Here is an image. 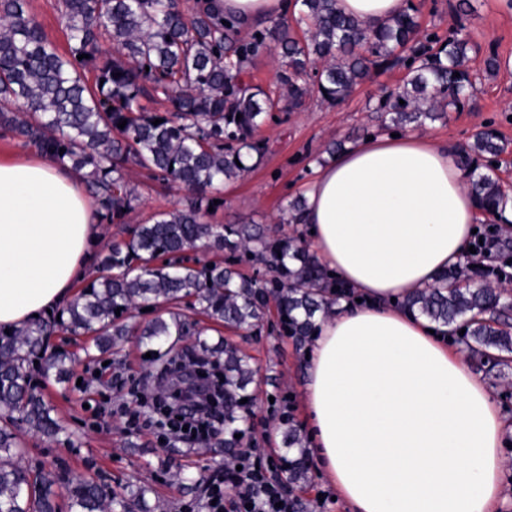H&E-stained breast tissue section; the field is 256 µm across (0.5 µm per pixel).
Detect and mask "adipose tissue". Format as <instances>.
<instances>
[{
	"mask_svg": "<svg viewBox=\"0 0 512 512\" xmlns=\"http://www.w3.org/2000/svg\"><path fill=\"white\" fill-rule=\"evenodd\" d=\"M243 23L289 0H220ZM300 241L352 291L304 362L310 439L352 512H495L508 416L487 380L426 318L398 305L463 263L488 214L445 141L360 140L317 169ZM103 227L80 173L38 153L0 160V326L19 328L94 277Z\"/></svg>",
	"mask_w": 512,
	"mask_h": 512,
	"instance_id": "ef3b65f1",
	"label": "adipose tissue"
}]
</instances>
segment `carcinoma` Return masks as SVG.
<instances>
[{
  "label": "carcinoma",
  "instance_id": "carcinoma-1",
  "mask_svg": "<svg viewBox=\"0 0 512 512\" xmlns=\"http://www.w3.org/2000/svg\"><path fill=\"white\" fill-rule=\"evenodd\" d=\"M336 2L300 0L298 12L244 35L240 21L224 17L211 0H194L188 9L180 0H61L68 41L61 52L29 0H0V134L82 173L103 224L127 223L140 201L132 171L177 187L189 200L98 252L100 275L58 315L8 334L0 329V512H132L133 505L146 506L149 487L136 481L117 492L93 477L22 464L28 453L22 431L49 439L64 431L53 407L27 382L35 364L48 379L68 378L74 359L46 348L53 330L94 335L97 353L88 358L96 360L129 334L126 320L141 304L156 309L188 302L199 314L254 330L273 307L279 334L303 345L331 307L348 298L342 283L295 238L274 236L258 224L219 229L203 222L214 193L263 161L267 146L257 134L274 113L299 112L313 97L338 107L358 85L395 67L405 70V79L381 88L372 107L377 129L401 132L475 107L474 45L462 30L444 40L423 35L412 6L367 25ZM103 38L112 41V52H100ZM271 51L280 61L272 88L251 76L256 61ZM81 54L85 58L77 59ZM160 95L165 111L142 104ZM156 119L161 123L153 124ZM505 150L493 129L476 132L457 149L479 204L492 212L512 204L493 165ZM199 247L224 252V260L190 259L187 252ZM242 264L255 273L243 274ZM478 273L473 254L399 304L448 328L452 342L501 380L505 407L512 404V305L502 288L469 285ZM187 330L175 313L139 329L141 341L157 346L149 376L167 381L171 349L164 345ZM196 347L204 358L223 363L224 447L236 448L247 418L240 400L251 398L257 369L232 346L200 340ZM285 443L288 484L308 482V451L291 418Z\"/></svg>",
  "mask_w": 512,
  "mask_h": 512
}]
</instances>
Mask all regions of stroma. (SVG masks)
Segmentation results:
<instances>
[{"instance_id": "obj_1", "label": "stroma", "mask_w": 512, "mask_h": 512, "mask_svg": "<svg viewBox=\"0 0 512 512\" xmlns=\"http://www.w3.org/2000/svg\"><path fill=\"white\" fill-rule=\"evenodd\" d=\"M471 4V11L462 15L456 10L457 0H413L422 30L443 38L449 29L463 27L476 45L471 65L480 73L475 108L449 113L447 120L426 124L423 131L459 145L477 131L495 129L508 145L499 158L497 175L503 187L512 188V67L500 68L492 75L484 72V60L489 54H497L502 60L512 59V13L499 14L498 0H471ZM403 76V69L394 68L378 81L358 86L350 99L337 108L314 99L304 111L277 113L259 132L269 142L263 163L225 185L213 223L254 222L279 235L294 236L292 225L280 223L281 210L288 200L303 194L318 167L317 155L332 141L374 125L369 100L377 97L380 85L397 84ZM134 180L139 184L141 200L131 213L129 224L106 225V242L125 239L130 224L145 222L154 213L185 205L184 195L177 188L139 174ZM182 314L196 319L209 344L228 341L251 356L260 374L257 384L250 387V427L243 441L249 448L262 449L264 455L272 458L286 456L280 427L282 407L290 408L300 432L308 430L302 400L306 381L303 349L291 337L266 328L229 329L195 316L187 308ZM149 350V345L138 336L126 337L119 354L112 358L111 370L93 383L85 382V371L79 364L75 365L71 379L64 383L37 377L38 390L54 405L65 431L55 440L23 433L29 449L25 462L53 467L71 477L100 475L112 483L138 479L153 487L148 500L163 504V512H184L187 504L195 505L196 512H205L207 484L224 473L222 439L212 440L210 452L201 456L181 442L160 443L147 421H140L138 430L126 429L128 418L139 409L133 384L143 380L149 370ZM165 460L180 466L185 482L175 481L169 471L162 469Z\"/></svg>"}]
</instances>
